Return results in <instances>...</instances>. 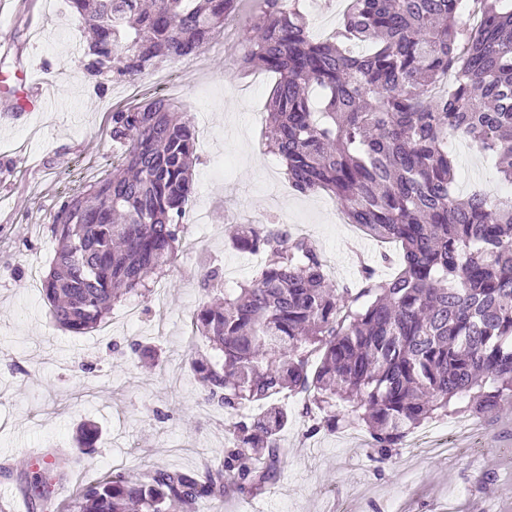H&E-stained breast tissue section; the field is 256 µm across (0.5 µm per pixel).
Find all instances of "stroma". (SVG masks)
<instances>
[{"label": "stroma", "instance_id": "stroma-1", "mask_svg": "<svg viewBox=\"0 0 512 512\" xmlns=\"http://www.w3.org/2000/svg\"><path fill=\"white\" fill-rule=\"evenodd\" d=\"M15 4L0 0V36L7 38L0 43V79L18 89L31 79L56 95L47 110L28 112L0 93V464L8 466L0 471V512H29L20 489L40 470L26 463V449H75L80 424L95 423L102 431L95 450L85 455L78 477L57 490L54 508L61 512L80 485L104 474L151 466L194 471L223 454L228 416L200 409L188 361L206 351L190 320L212 299L190 270L216 257L238 281L255 275L249 254L231 245L232 225L279 215L316 242L338 286L356 281L361 262L376 263L382 251L399 247L347 223L328 195L281 194L280 163H268L256 148L269 88L246 93L239 72L251 16L242 2L233 48L217 44L193 63L168 64L181 80L174 106L194 117L200 160L190 203L208 214V223L188 225L161 294L138 298L136 317L117 306L105 328L85 335L61 329L41 288L54 252L52 216L65 198L109 176L112 110L154 97L155 73L139 79L136 95L121 80L84 76V34L66 0H36L29 18ZM452 148L462 172L458 196L477 188L512 196V184L490 160L461 139ZM134 340L150 347L152 363L131 353ZM283 401L294 418L282 433L288 454L277 483L255 497L227 490L222 502L199 512H341L347 501L354 512H512V462L498 455L512 448V408L453 436V444L482 447L484 455L437 452L439 435L458 422L451 416L424 423L381 463L361 424L311 436L303 398ZM484 473L494 483L473 491Z\"/></svg>", "mask_w": 512, "mask_h": 512}]
</instances>
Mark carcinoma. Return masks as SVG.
Here are the masks:
<instances>
[{
  "label": "carcinoma",
  "instance_id": "carcinoma-1",
  "mask_svg": "<svg viewBox=\"0 0 512 512\" xmlns=\"http://www.w3.org/2000/svg\"><path fill=\"white\" fill-rule=\"evenodd\" d=\"M239 0H69L89 30L83 73L140 78L199 53ZM246 41V73L276 76L265 148L299 194L325 192L350 224L399 245L402 268L381 279L361 263L358 287L337 288L317 245L287 224H241L234 247L265 257L255 277L204 305L193 331L216 359L190 360L202 400L231 417L224 454L202 472L150 468L79 488L71 512H196L232 487L253 497L280 478L283 393L319 411L308 434L336 431L337 403L367 426L385 461L436 416L482 420L512 405V199L455 195L461 137L512 185V0H348L340 28L310 37L298 0H263ZM321 92L315 104L310 91ZM112 176L62 202L44 296L76 335L112 306L151 291L182 244L198 160L193 117L157 98L112 112ZM224 280L214 264L201 287ZM92 426L76 436L90 452ZM58 479L82 462L54 453ZM39 508L43 479L24 489Z\"/></svg>",
  "mask_w": 512,
  "mask_h": 512
}]
</instances>
